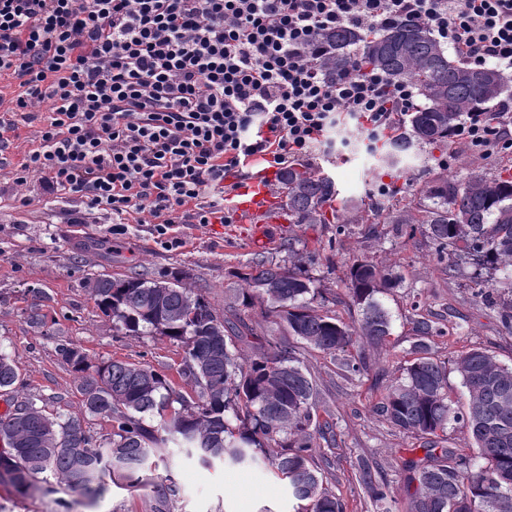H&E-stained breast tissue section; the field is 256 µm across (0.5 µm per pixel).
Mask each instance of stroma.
<instances>
[{"instance_id":"35a3bbf8","label":"stroma","mask_w":512,"mask_h":512,"mask_svg":"<svg viewBox=\"0 0 512 512\" xmlns=\"http://www.w3.org/2000/svg\"><path fill=\"white\" fill-rule=\"evenodd\" d=\"M389 135L386 129L370 133L345 115L327 142L299 159L300 165L331 176L341 198L375 209L378 223L353 222L341 229L332 223H269L261 246L253 243L252 223L239 214L227 224L174 225V245L148 222L132 220L113 233L112 216L104 211L92 212L77 224L73 214L79 202L49 201L40 176H28L21 186L0 177V354L13 361L20 381L14 395L0 396V411H12L17 402L29 399L50 414L81 413L80 383L58 354L68 344L81 346L96 360L148 363L166 374L177 391L195 396L194 384L181 374L182 345L165 336L138 338L113 331L111 317L91 298L86 278L134 272L157 278L182 269L221 309L236 298L238 269L262 258L281 264L289 251L307 250L315 258L305 270L325 298L323 310L347 320L353 311L343 280L352 265L367 258L393 268L402 282L381 297L392 317L391 334L385 344L366 348L368 370L361 376L346 377L328 355L301 347L286 326L265 321L259 312H246L244 318L257 329L263 345L298 348L316 381L319 418L333 422L336 433L331 480L344 512H380L358 484L356 461L361 457L382 465L394 491L391 512H404V462L418 441L376 415L373 407L417 340L413 316H429L441 328L430 343L436 357L450 365L448 394L454 407L464 408L467 396L454 366L459 355L483 348L499 363L512 366V335L502 328L495 301L476 295L480 288L493 290L496 298L511 292L512 275L475 266L453 253L438 258L423 233L393 223L401 203L391 189L443 173L460 179L474 169L496 176L512 160L498 153L479 156L452 140L441 149L414 146L390 169L381 161ZM35 312L43 315V324H30ZM168 456L179 486L175 512H293V501L266 470L205 467L186 459L179 448L169 449ZM38 485L37 493L24 495L0 479V512H152L150 493L144 489L114 487L90 504L48 474L40 475Z\"/></svg>"}]
</instances>
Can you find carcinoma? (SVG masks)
<instances>
[{"instance_id":"cac0c4a2","label":"carcinoma","mask_w":512,"mask_h":512,"mask_svg":"<svg viewBox=\"0 0 512 512\" xmlns=\"http://www.w3.org/2000/svg\"><path fill=\"white\" fill-rule=\"evenodd\" d=\"M328 47L322 57L327 75H347L362 64L390 80L411 81L423 106L411 113L410 129L395 132L390 165L415 144L448 143L450 131L469 112H486L512 89V77L488 68L473 69L449 57L424 25L403 20L374 35L337 29L320 35ZM281 208L290 224H324V206L338 198L331 177L319 170L288 166L280 178ZM395 224H416L445 258L460 249L477 263L512 270V176L488 177L473 171L462 181L441 175L414 189L394 216ZM313 252L288 255L282 265L259 259L237 273L244 283L234 303L219 315L202 289L188 283L183 270L160 279L140 273L86 280L90 296L127 336H166L184 347L182 374L198 387L189 400L167 377L141 363L96 362L74 345L60 349L63 362L78 375L88 398L83 411L65 419L30 400L0 417V437L10 453L0 454V476L19 492L49 473L66 490L90 500L110 485L150 489L153 512H174L179 488L173 477L148 472L167 463L169 448H185L203 466L261 463L288 485L296 512H343L324 476L327 461L320 442L335 445L329 422L318 417V392L291 348L263 350L247 358L238 343L256 331L242 312L286 325L304 345L326 355L347 354L341 369L351 376L367 370L363 351L390 335L392 317L379 295L399 286L401 277L368 260L349 269L345 287L357 317L350 322L321 313L320 296L306 275ZM468 393L467 409L448 397V369L423 343L414 346L400 377L385 388L373 412L399 431L423 440V456L406 460L409 473L405 512H512V367L488 351L473 348L456 361ZM18 375L0 354V392H14ZM112 419V435L96 441L85 416ZM464 428L476 453L465 455L444 445L450 423ZM359 482L383 507L390 484L359 466Z\"/></svg>"}]
</instances>
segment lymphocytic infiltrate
Instances as JSON below:
<instances>
[{
    "label": "lymphocytic infiltrate",
    "mask_w": 512,
    "mask_h": 512,
    "mask_svg": "<svg viewBox=\"0 0 512 512\" xmlns=\"http://www.w3.org/2000/svg\"><path fill=\"white\" fill-rule=\"evenodd\" d=\"M413 19L472 66L512 72V0H0V76L12 114L50 108L16 185L85 210L149 212L158 234L182 218L224 221V182L253 157L287 168L340 113L371 132L415 110L417 92L371 68L328 77L319 36ZM512 103L471 112L452 137L512 151Z\"/></svg>",
    "instance_id": "obj_1"
}]
</instances>
